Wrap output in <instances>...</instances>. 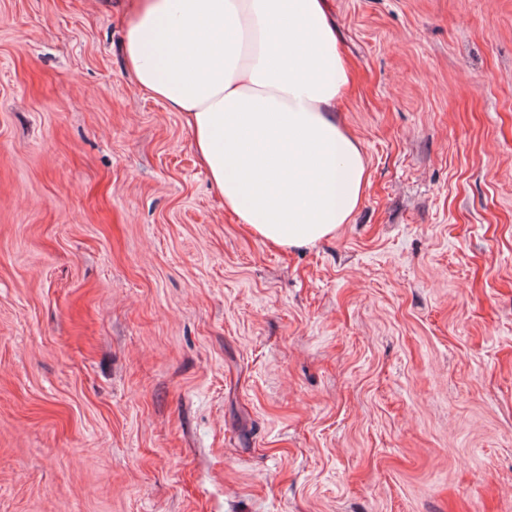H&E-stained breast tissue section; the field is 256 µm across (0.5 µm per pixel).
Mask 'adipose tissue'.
<instances>
[{"label":"adipose tissue","instance_id":"1","mask_svg":"<svg viewBox=\"0 0 512 512\" xmlns=\"http://www.w3.org/2000/svg\"><path fill=\"white\" fill-rule=\"evenodd\" d=\"M123 53L256 235L308 248L350 222L368 173L340 118L351 70L326 0H129Z\"/></svg>","mask_w":512,"mask_h":512}]
</instances>
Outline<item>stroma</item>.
<instances>
[{
	"instance_id": "stroma-1",
	"label": "stroma",
	"mask_w": 512,
	"mask_h": 512,
	"mask_svg": "<svg viewBox=\"0 0 512 512\" xmlns=\"http://www.w3.org/2000/svg\"><path fill=\"white\" fill-rule=\"evenodd\" d=\"M328 2L369 184L288 250L122 0H0V512H512V0Z\"/></svg>"
}]
</instances>
